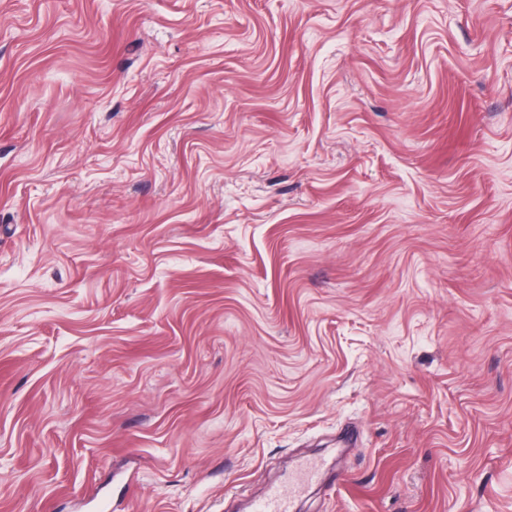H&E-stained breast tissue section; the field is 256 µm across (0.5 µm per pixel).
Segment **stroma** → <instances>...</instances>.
<instances>
[{"mask_svg": "<svg viewBox=\"0 0 512 512\" xmlns=\"http://www.w3.org/2000/svg\"><path fill=\"white\" fill-rule=\"evenodd\" d=\"M512 512V0H0V512ZM321 475V466L306 462L288 476V480L270 486L252 507L253 512H293L303 488Z\"/></svg>", "mask_w": 512, "mask_h": 512, "instance_id": "stroma-1", "label": "stroma"}]
</instances>
